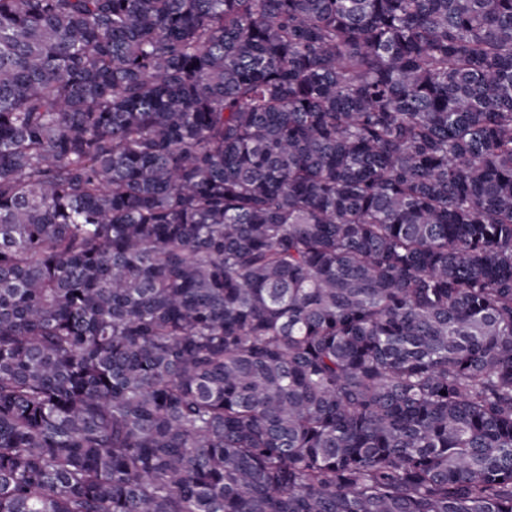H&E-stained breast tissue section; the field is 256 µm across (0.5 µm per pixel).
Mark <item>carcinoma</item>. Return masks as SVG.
<instances>
[{
  "label": "carcinoma",
  "mask_w": 512,
  "mask_h": 512,
  "mask_svg": "<svg viewBox=\"0 0 512 512\" xmlns=\"http://www.w3.org/2000/svg\"><path fill=\"white\" fill-rule=\"evenodd\" d=\"M0 512H512V0H0Z\"/></svg>",
  "instance_id": "carcinoma-1"
}]
</instances>
